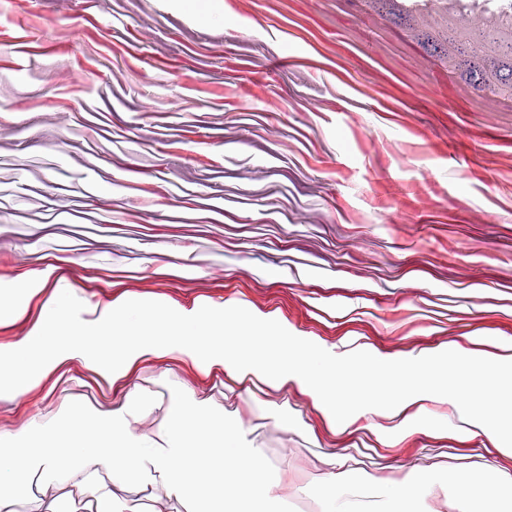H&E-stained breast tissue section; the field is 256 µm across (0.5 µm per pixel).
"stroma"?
Masks as SVG:
<instances>
[{
	"label": "stroma",
	"instance_id": "stroma-1",
	"mask_svg": "<svg viewBox=\"0 0 512 512\" xmlns=\"http://www.w3.org/2000/svg\"><path fill=\"white\" fill-rule=\"evenodd\" d=\"M317 14V34L331 40L353 22L412 42L388 43L384 69L349 54L321 82L318 61L304 58L308 34L290 25L294 10ZM457 58L452 80L430 97L406 98L390 79L439 56ZM86 68L88 82L53 80L49 65ZM146 68L177 105L143 112L152 87L130 84L114 62ZM505 62L457 52L399 0H8L0 6V287L33 270L46 288L0 344L14 341L64 304L72 322L103 320L122 297L146 295L176 305L187 318L224 304L258 310L348 357L371 346L420 358L475 336L512 340V223L490 224L483 210L512 189V137L465 101L443 107L461 83ZM322 92L318 115L304 96ZM382 142L367 141L369 127ZM458 156L467 178H424L413 159ZM370 181L379 203L371 222L355 213L346 186ZM136 192L157 197L150 212L126 213ZM311 269L301 282L299 269ZM483 302L484 313L472 312ZM231 416L247 441L273 460L269 497L287 502L306 473L334 474L336 486L375 481L388 512L394 491L415 488L412 512H461L449 474L493 472L512 479V455L460 443L479 382L463 388L468 406L431 398L425 417L448 437L416 434L392 444L397 424L365 415L333 432L297 384L267 387L223 368L203 374L190 354L140 361L129 383H112L78 361L55 368L25 398L0 391V427L16 438L63 403L125 416L128 432L162 447L171 387ZM152 492L100 469L112 512H188L156 466ZM28 512H84L77 475L30 481Z\"/></svg>",
	"mask_w": 512,
	"mask_h": 512
}]
</instances>
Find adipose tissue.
I'll return each mask as SVG.
<instances>
[{
    "mask_svg": "<svg viewBox=\"0 0 512 512\" xmlns=\"http://www.w3.org/2000/svg\"><path fill=\"white\" fill-rule=\"evenodd\" d=\"M132 307L140 312L134 324L127 320ZM503 345L501 339L480 337L471 348L445 345L421 360L367 347L343 363L330 360L316 366L312 360L320 346L315 338L259 313L218 307L191 322L164 305L119 299L108 318L97 325H75L61 307L49 324L36 326L15 345L0 347V386L13 397H22L56 366L72 359L117 382L130 378L140 360L182 349L203 373L220 366L237 378L251 375L274 389L297 383L330 428L340 433L366 414L385 410L399 420L388 436L394 442L414 434L440 435V428L419 409L428 397L447 398L450 391L476 377L492 389L511 385L512 355L500 354ZM359 373L381 374L385 397L365 394L346 403L340 379Z\"/></svg>",
    "mask_w": 512,
    "mask_h": 512,
    "instance_id": "adipose-tissue-1",
    "label": "adipose tissue"
}]
</instances>
